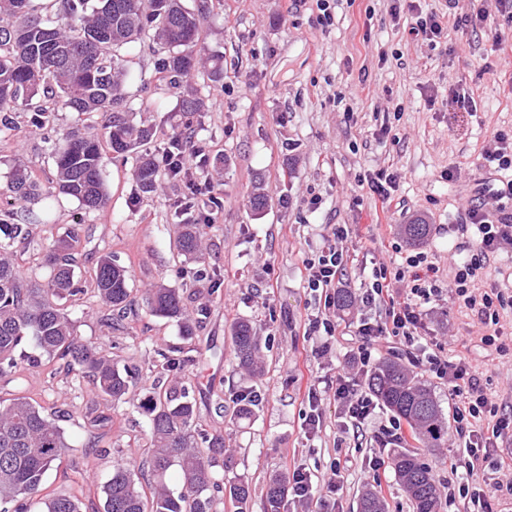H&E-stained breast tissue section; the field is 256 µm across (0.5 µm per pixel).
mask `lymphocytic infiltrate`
<instances>
[{
    "label": "lymphocytic infiltrate",
    "mask_w": 512,
    "mask_h": 512,
    "mask_svg": "<svg viewBox=\"0 0 512 512\" xmlns=\"http://www.w3.org/2000/svg\"><path fill=\"white\" fill-rule=\"evenodd\" d=\"M506 24L512 26V0H481L471 14L454 17L449 23L435 13L418 18L411 31L432 41L442 38L451 27L462 30L480 27L488 29L495 40L500 41L504 38L502 27ZM461 229L470 233L472 242L468 244L466 254L453 260L452 285H445L438 267L422 252H407L402 263L395 266L382 263L373 267L368 281L363 284L359 301L366 307H378L380 313L374 318L360 319L354 327L357 342L354 357L359 368L354 373L349 368H341L335 380L326 385L308 379L305 390L310 411L305 418L306 433L317 432L322 424L320 405L325 393L332 394L344 406L353 431H363L365 424L373 418L376 405L362 391L361 380L378 347L389 338L400 337L406 343V354L412 365L445 381L457 398L455 432L464 441L465 455L461 462L451 463V470L462 467L474 473L483 470L487 459L492 457L497 458L502 467L512 463L499 455L500 441L512 438V416L499 415L497 405L477 384L464 360L452 362L445 359L426 338V306L446 295L475 312L484 328L482 340L488 345L495 344L498 339L501 313L512 310V290L495 285L487 291L480 288L491 258L512 248V213L494 218L483 202H473L466 210ZM327 232V245L307 256L303 264L306 288L330 307L336 303V294L344 286L343 276L354 257L345 246L350 235L348 225L331 224ZM486 413L496 418L488 432L479 425L481 416Z\"/></svg>",
    "instance_id": "lymphocytic-infiltrate-1"
}]
</instances>
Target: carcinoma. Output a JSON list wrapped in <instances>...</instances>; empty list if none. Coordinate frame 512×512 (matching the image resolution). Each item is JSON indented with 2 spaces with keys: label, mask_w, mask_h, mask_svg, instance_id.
I'll return each instance as SVG.
<instances>
[{
  "label": "carcinoma",
  "mask_w": 512,
  "mask_h": 512,
  "mask_svg": "<svg viewBox=\"0 0 512 512\" xmlns=\"http://www.w3.org/2000/svg\"><path fill=\"white\" fill-rule=\"evenodd\" d=\"M212 0H200L191 10L181 0H0V136L14 128L19 112L30 115L32 125L45 129L55 122V112L69 110L92 116L112 112L102 133L76 123L54 143L55 184L60 193L75 199L80 216L46 253L50 267L46 283L28 281L15 260V248L29 240L32 227L0 221V375L18 365L16 353L28 341L52 361H61L93 377L95 389L114 401L122 399L133 379L96 346L84 341L76 321L63 302L84 292L78 278V225L87 215L108 209L110 194L104 179L106 159L135 155L134 176L139 191H154L159 168L143 149L154 136L146 120H135L126 85L132 78L128 61L119 54L123 46L152 40L169 48L157 60L156 73L176 88L204 69L212 81L224 75L223 57L201 45V20ZM11 197L31 202L42 196L38 179L16 164L9 175ZM269 196L255 186L250 196L254 215H263ZM207 225L187 224L175 240L177 254L203 262L202 239ZM412 244L424 242L430 225L421 220L402 225ZM92 280L97 297L109 312H122L134 302L125 267L112 256L99 258ZM152 314L176 321L184 336L192 325L180 291L160 284L148 292ZM237 366L253 374L261 371L262 346L257 329L244 319L232 331ZM367 388L382 405L409 427L418 447L398 451L391 469L405 490L413 512H438L439 489L420 448L439 447L448 432L435 393L423 378L406 366L386 360L367 377ZM149 420L150 491L138 485L123 466L112 471L104 484L103 512H216V497L228 495L237 512H247L251 488L243 477L225 486L212 468L224 456V437L197 429L196 402L187 389L160 386L143 405ZM69 448L56 420L46 416L26 396L0 400V509L3 512H82L78 501L66 494L41 495L48 472ZM176 466L182 488L170 489L165 481ZM287 479L271 477L263 496L262 512H281ZM361 512H388L383 496L368 491Z\"/></svg>",
  "instance_id": "obj_1"
}]
</instances>
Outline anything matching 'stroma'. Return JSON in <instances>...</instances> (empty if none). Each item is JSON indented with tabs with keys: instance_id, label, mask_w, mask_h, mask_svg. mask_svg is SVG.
Returning a JSON list of instances; mask_svg holds the SVG:
<instances>
[{
	"instance_id": "obj_1",
	"label": "stroma",
	"mask_w": 512,
	"mask_h": 512,
	"mask_svg": "<svg viewBox=\"0 0 512 512\" xmlns=\"http://www.w3.org/2000/svg\"><path fill=\"white\" fill-rule=\"evenodd\" d=\"M475 5L418 0L417 13L462 16ZM417 13L394 14L393 0H222L207 15L202 35L209 49L223 55L224 78L193 79L202 108L190 118L180 110V91L157 79L155 62L165 48L149 42L123 48L134 73L127 88L131 101L146 97L157 104L148 114L161 131L155 151L188 129L214 164L191 214L174 205L188 192L184 184L165 178L157 192L143 195L132 160L107 162L111 206L87 217L79 229L80 272L89 278L99 256L112 254L130 274L135 303L111 328L94 291L74 302L71 313L82 339L134 373L128 394L103 406L88 379L51 367L30 344L24 361L0 375L1 398L30 397L65 432L69 447L47 475V492L74 496L82 512H103L100 488L114 466L128 467L147 483L149 435L142 404L166 382L191 387L198 427L223 435L224 462L214 473L226 482L248 478L250 512H261L269 477L295 467L319 477L336 464L344 469L339 490L317 487L308 501H288L287 510L358 512L360 492L372 481L367 463L378 447L347 429L342 407L331 398L322 402L319 432L305 435L299 373L306 366L335 379L337 366L351 363L355 345L345 335L322 350L319 340L304 334L308 316L355 323L371 311L359 304L342 313L321 309L304 288V258L324 246L326 225H350L347 245L355 260L345 284L359 291L364 269L396 258L395 246L403 241L399 225L420 218L431 226L423 249L447 274L451 247L466 242L457 226L482 184L502 191V206L512 207L505 194L512 175L489 173L477 161L496 132L512 131V50L468 30L449 29L437 43L410 35ZM457 87L473 97L475 111L449 103V91ZM77 119L63 110L53 130H39L22 113L16 129L0 138V209L9 198L13 156L28 162L44 189L39 200L13 208L19 222L34 227L32 242L17 252L31 280L46 281L42 251L79 210L77 201L55 190L51 155L53 141ZM384 127L389 135H381ZM381 168L398 173L387 209L366 182ZM258 179L271 198L260 218L249 204ZM199 211L212 214L204 253L223 283L187 342L175 321L150 313L143 297L164 283L183 289L188 307H195L196 265L177 258L171 243ZM241 319L252 322L265 344L266 368L258 376L238 369L233 359L231 327ZM479 332L476 316L450 300L439 302L428 319L429 336L444 343L448 358L465 359L500 413L512 415V362L486 346ZM176 347L182 362L167 367L164 355ZM245 393L255 396L256 406L251 419L238 421L231 409ZM101 406L111 423L106 445L99 448L86 413ZM462 456L456 433H449L441 448L426 455L435 481L465 480L486 494L495 484L512 482V470L492 461L471 478L451 474L449 461Z\"/></svg>"
}]
</instances>
